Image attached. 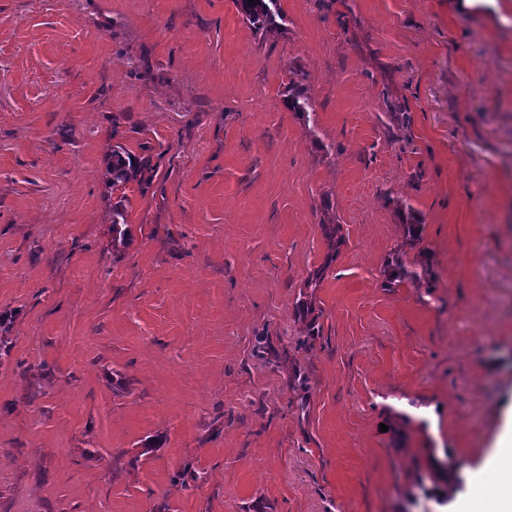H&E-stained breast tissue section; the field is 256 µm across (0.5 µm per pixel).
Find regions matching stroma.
I'll use <instances>...</instances> for the list:
<instances>
[{"mask_svg":"<svg viewBox=\"0 0 512 512\" xmlns=\"http://www.w3.org/2000/svg\"><path fill=\"white\" fill-rule=\"evenodd\" d=\"M280 10L0 0V512H457L512 419V0ZM234 0L238 11L257 31L270 32L279 27L278 19H281L279 0ZM288 85V98L286 99L288 109L295 112L302 119H307L309 110L312 108L304 88L300 86L299 82L295 81H290ZM120 150L112 151V164L109 169V182L114 189H122L131 181L144 182L150 176L146 173L152 172L149 157L131 155L122 147Z\"/></svg>","mask_w":512,"mask_h":512,"instance_id":"35a3bbf8","label":"stroma"}]
</instances>
